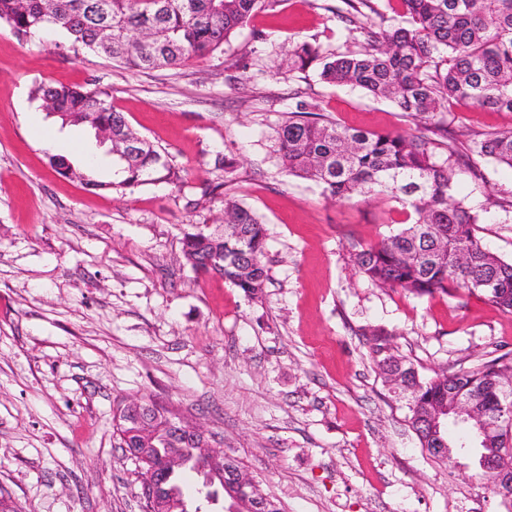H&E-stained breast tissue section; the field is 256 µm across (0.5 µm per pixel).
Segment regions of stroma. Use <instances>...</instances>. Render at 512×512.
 Listing matches in <instances>:
<instances>
[{
	"instance_id": "stroma-1",
	"label": "stroma",
	"mask_w": 512,
	"mask_h": 512,
	"mask_svg": "<svg viewBox=\"0 0 512 512\" xmlns=\"http://www.w3.org/2000/svg\"><path fill=\"white\" fill-rule=\"evenodd\" d=\"M335 3L280 0L226 53L172 71H130L73 52L59 32L22 42L0 25V496L20 512H142L113 416L120 400L149 394L202 426L283 512H512L468 468L422 450L371 350L383 328L421 377L453 373L512 354V314L355 276L350 243L395 232L398 203L327 200L269 157L268 125L294 108L297 87L343 125L409 127L390 102L315 70L277 71L289 43L344 46ZM256 45L259 62L238 67ZM97 83L184 169L182 188L120 196L57 172L52 156L76 160L88 135L60 127L29 92ZM451 126L481 134L511 127L512 113L462 105ZM219 152L244 173L232 194L268 229L258 303L182 257L183 234L214 229L221 213L201 195ZM479 166L486 189L463 166L454 195L481 212L480 242L510 262L512 168Z\"/></svg>"
}]
</instances>
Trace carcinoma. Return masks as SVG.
Here are the masks:
<instances>
[{
    "label": "carcinoma",
    "instance_id": "1",
    "mask_svg": "<svg viewBox=\"0 0 512 512\" xmlns=\"http://www.w3.org/2000/svg\"><path fill=\"white\" fill-rule=\"evenodd\" d=\"M279 0H0V24L22 40L42 29L63 33L74 52H97L130 70H176L190 59L224 51L231 36L258 10ZM330 7L359 49L337 50L299 42L285 54L288 71L318 67L319 80L349 86L389 101L412 127L376 132L340 125L311 112L305 92L296 90L295 110L271 127L269 156L288 174L313 181L332 200L359 196L401 205L404 225L373 245L355 243L350 261L355 273L379 287L401 288L424 296L436 292L472 294L512 313V261L488 251L475 235L480 214L453 195L456 168L476 155L512 168V127L482 134L464 149L448 138V121L437 115L457 105L512 112V0H399L401 13L387 18L371 0H340ZM380 22H375L374 18ZM31 98L61 124L87 126L88 118L112 131V176L93 178L63 159L59 174L78 178L117 195L162 182L181 188L183 170L167 160L113 109L109 89L100 84L36 85ZM135 144L127 158L125 144ZM214 170L224 179L205 184L203 195L224 205V233L187 232L182 256L197 271L216 273L250 300L262 298L268 279L263 262L268 233L250 206L224 191L234 181L236 163L218 153ZM372 353L385 381L406 398L410 424L421 447L432 442L421 415L454 390L482 398L500 417L490 446L512 432V413L497 404L512 403V358L504 356L470 370L430 379L392 352L387 333H372ZM119 437L139 430L118 404Z\"/></svg>",
    "mask_w": 512,
    "mask_h": 512
}]
</instances>
